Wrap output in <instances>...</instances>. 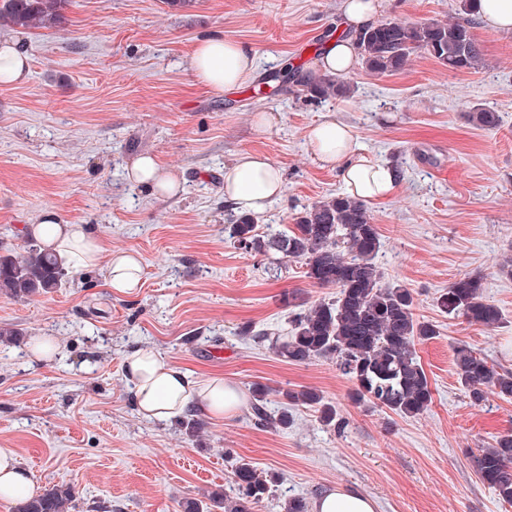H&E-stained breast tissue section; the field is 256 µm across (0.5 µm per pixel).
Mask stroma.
<instances>
[{
    "mask_svg": "<svg viewBox=\"0 0 512 512\" xmlns=\"http://www.w3.org/2000/svg\"><path fill=\"white\" fill-rule=\"evenodd\" d=\"M339 0H71L53 29L0 26L24 41L26 81L0 86V253L19 250L27 225L53 212L59 223L91 225L106 250H131L144 264L135 294H113L101 270H72L56 292L0 295V325L19 334L0 345V448L12 449L38 486L69 484L70 512H181L188 499L230 491L238 461L279 475L253 512H284L288 499L313 501L339 487L372 497L377 512H512L479 479L472 450L512 431V399L488 393L472 405L454 348L465 343L512 370V32L477 27L485 64L451 72L417 57L390 76L355 63L344 97L314 99L278 89L283 62L312 64L338 22ZM457 0H384L383 19H452ZM258 54L253 83L213 96L191 73L195 41L212 32ZM480 106L500 117L478 128ZM269 127L256 125L259 113ZM335 114L357 142L400 178L396 193L371 203L381 234L385 281L412 289L415 314L438 334L417 344L432 403L404 418L354 403L335 364L281 361L241 329L280 336L290 318L335 297L305 277L298 260L270 270L224 230V168L238 153L267 155L285 175L283 195L257 216L266 235L293 224L314 202L345 193L338 172L320 167L308 126ZM150 153L183 175L177 198L131 184L125 167ZM481 275L503 322L487 329L436 305L457 278ZM60 352L37 363L35 337ZM150 346L199 382L222 374L245 394L316 389L340 426L296 405L288 429L256 425L250 408L229 421L205 418L198 436L181 422L138 416L122 371L124 355Z\"/></svg>",
    "mask_w": 512,
    "mask_h": 512,
    "instance_id": "stroma-1",
    "label": "stroma"
}]
</instances>
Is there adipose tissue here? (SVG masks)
Segmentation results:
<instances>
[{
	"label": "adipose tissue",
	"mask_w": 512,
	"mask_h": 512,
	"mask_svg": "<svg viewBox=\"0 0 512 512\" xmlns=\"http://www.w3.org/2000/svg\"><path fill=\"white\" fill-rule=\"evenodd\" d=\"M382 9L383 0H340L341 34L327 44L323 55L314 62V69L332 75L347 73L356 59L353 34L377 24ZM256 56L250 47L213 32L196 40L190 67L196 80L216 94L250 80L255 73ZM306 140L321 167L337 171L352 196L375 201L396 192V171L362 150L350 125L327 117L308 127ZM127 174L129 180L155 195L175 196L182 189V179L152 155L135 158L129 163ZM284 186L282 170L259 152H241L224 169V197L242 212H262L271 200L281 196ZM27 230L70 266L102 269L113 293L130 295L142 286L144 269L138 255L131 251L105 252L87 225L50 220L28 225ZM123 373L130 383L129 398L134 409L148 420L175 421L192 408L227 420L235 418L245 404L243 392L223 377L196 382L181 366L150 348L128 354ZM37 490L31 472L20 465L12 449L0 448V500L32 496ZM375 510L374 500L355 488L326 491L312 504V512Z\"/></svg>",
	"instance_id": "obj_1"
}]
</instances>
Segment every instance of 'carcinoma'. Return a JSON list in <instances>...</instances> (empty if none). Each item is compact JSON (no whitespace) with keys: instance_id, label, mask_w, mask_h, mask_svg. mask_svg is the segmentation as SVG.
Returning a JSON list of instances; mask_svg holds the SVG:
<instances>
[{"instance_id":"1","label":"carcinoma","mask_w":512,"mask_h":512,"mask_svg":"<svg viewBox=\"0 0 512 512\" xmlns=\"http://www.w3.org/2000/svg\"><path fill=\"white\" fill-rule=\"evenodd\" d=\"M69 0H0V22L23 29H52L66 19ZM479 24L473 0H459L458 17L451 22L385 20L358 32L355 46L367 71L391 75L414 56H427L452 72L476 70L484 64L482 44L474 34ZM282 84L302 87L312 98L343 97L349 83L339 77L289 67L275 76ZM469 122L492 127L495 113L475 108ZM229 237L246 250L278 262L298 259L305 277L320 288L336 289V299L320 300L294 317L291 335L255 336L269 343L279 357L295 364L315 359L335 361L350 380L352 399L401 417L415 418L432 403L430 382L417 359L415 345L436 336L435 326L414 313V296L406 286L382 283L375 259L381 247L378 228L365 201L341 195L317 201L295 218L293 227L268 235L257 233V220L241 213L226 226ZM68 276L64 260L31 238L19 251L0 254V294L22 300L47 295ZM452 317L486 328L503 320L502 310L484 297L482 277L463 276L437 299ZM458 381L470 402L485 401V388L512 397V371L499 370L467 344L455 347ZM268 391L257 387L251 406L255 422L286 429L292 424L288 408L273 414L267 408ZM286 400L317 409L323 423L336 422V408L312 388L286 390ZM474 462L479 478L500 501L512 506V432L500 434L487 448H478ZM274 474H262L249 463L234 469L233 492L215 494L209 502L187 500L183 512H252L272 493ZM76 495L69 484H53L34 497L17 501L13 512H67Z\"/></svg>"}]
</instances>
